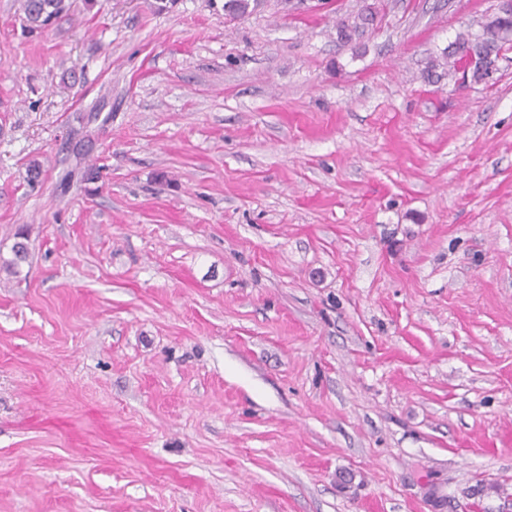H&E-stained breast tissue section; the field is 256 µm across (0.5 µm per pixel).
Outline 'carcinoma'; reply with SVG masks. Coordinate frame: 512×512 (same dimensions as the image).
Returning a JSON list of instances; mask_svg holds the SVG:
<instances>
[{
	"label": "carcinoma",
	"mask_w": 512,
	"mask_h": 512,
	"mask_svg": "<svg viewBox=\"0 0 512 512\" xmlns=\"http://www.w3.org/2000/svg\"><path fill=\"white\" fill-rule=\"evenodd\" d=\"M259 6L260 0H225L224 11L233 16H244ZM65 10V0H22L24 28L27 31L44 29ZM372 21L370 8H364L353 24L341 23L338 27L340 38H351V33L358 32ZM509 49H512V16L496 10L483 16L477 29L459 33L442 52V64L448 66L450 73L467 64L471 82L486 84L491 79L489 66ZM442 64L437 59L432 60L426 71L427 78L436 77Z\"/></svg>",
	"instance_id": "obj_1"
}]
</instances>
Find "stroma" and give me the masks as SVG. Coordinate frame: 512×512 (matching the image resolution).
<instances>
[{"label": "stroma", "instance_id": "1", "mask_svg": "<svg viewBox=\"0 0 512 512\" xmlns=\"http://www.w3.org/2000/svg\"><path fill=\"white\" fill-rule=\"evenodd\" d=\"M67 2L0 0V512H512V51L423 78L496 0ZM65 0H23V26L27 31L46 28L66 10Z\"/></svg>", "mask_w": 512, "mask_h": 512}]
</instances>
